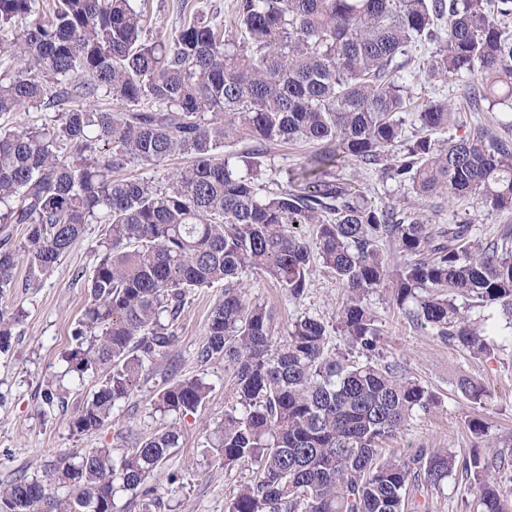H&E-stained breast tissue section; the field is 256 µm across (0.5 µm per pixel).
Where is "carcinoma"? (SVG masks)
Here are the masks:
<instances>
[{
  "label": "carcinoma",
  "mask_w": 512,
  "mask_h": 512,
  "mask_svg": "<svg viewBox=\"0 0 512 512\" xmlns=\"http://www.w3.org/2000/svg\"><path fill=\"white\" fill-rule=\"evenodd\" d=\"M33 3L0 0V43L21 63L0 73V114L55 116L0 129V226H27L21 245L0 242V296L19 265L33 285L85 225H102L90 305L65 361L80 379L110 372L77 409L76 430L112 422L145 363L172 345L191 291L222 282L198 358L232 367L236 403L211 454L227 469L255 467L227 512H428L418 495L458 473L467 508L512 512V437L492 436L476 379L457 382L472 409L468 455H382L439 397L384 360L368 303L386 294L474 358L512 347V226L485 242L467 220L439 227L379 208L336 175L348 160L378 166L394 152L393 177L417 196L511 212L512 138L433 139L453 108L414 97L409 83L466 75L470 109H512V0H235L224 30L194 15L156 40L143 37L137 0H53L41 12ZM107 98L122 109L104 107ZM410 122L420 133L400 152ZM274 142L317 147L304 187L261 181ZM176 155L189 163L161 178L116 176ZM298 224L316 225L315 239ZM318 265L345 290L335 325L305 315L274 337L273 314L245 298L239 276L267 275L300 301ZM15 325L0 309V350ZM332 329L344 350L328 347ZM210 392L202 377L164 375L153 406L195 413ZM179 440L175 428L134 435L118 459L90 448L55 469L61 498L19 475L0 484V512H120V492L151 512L157 488L146 479Z\"/></svg>",
  "instance_id": "carcinoma-1"
}]
</instances>
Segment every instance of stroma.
<instances>
[{
    "mask_svg": "<svg viewBox=\"0 0 512 512\" xmlns=\"http://www.w3.org/2000/svg\"><path fill=\"white\" fill-rule=\"evenodd\" d=\"M235 0H146L151 23L149 38L171 36L183 19L192 15L223 23ZM462 80L433 84L413 81L414 95L448 99L457 112L451 136L460 138L478 131L501 136L503 107L492 112H472L462 99ZM347 183L377 205L422 213L433 224H454L469 219L478 237L488 240L506 225L512 213L491 212L476 205L460 208L447 200H424L390 179L384 167L364 168L345 163L340 170ZM101 227L87 225L83 235L44 277L39 287L25 285L26 270L18 268L15 286L0 297V309L19 312L15 336L8 350L0 351V483L24 475L49 483L61 458L76 456L87 448H111L122 455L127 448V430L148 436L175 427L182 445L173 449L162 468L148 479L158 489L160 504L152 512H225L233 490L252 479L248 468L224 469L202 455L209 434L235 404V378L223 359L200 362L198 351L204 338L208 314L224 293L223 284L196 289L174 326V342L167 353L147 365L129 398L112 412L111 424L98 432H76L72 419L80 405L95 390L105 369L77 378L68 374L63 355L71 346V332L89 305L83 278L100 259L97 240ZM241 281L251 302L266 306L274 314L275 336H285L297 318L309 315L333 321L344 290L335 279L315 268L308 293L294 301L268 278L250 272ZM369 302L383 329V351L398 358L411 376L432 389L440 398L438 409L411 420L403 433L389 442L387 451L406 456L418 447L445 448L468 453L473 437L465 425L469 409L455 388L458 376L478 378L490 397L484 419L493 432L512 434V347L493 359H478L448 345L414 326L384 294L371 295ZM177 377H203L212 387L198 412L187 415L161 414L152 406L153 392L161 373ZM59 387L60 401L49 402L44 391Z\"/></svg>",
    "mask_w": 512,
    "mask_h": 512,
    "instance_id": "stroma-1",
    "label": "stroma"
}]
</instances>
